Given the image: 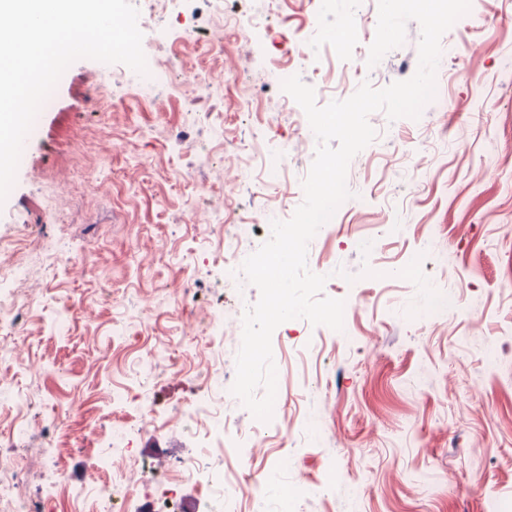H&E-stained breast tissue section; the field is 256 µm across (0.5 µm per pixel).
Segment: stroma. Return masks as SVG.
<instances>
[{
	"mask_svg": "<svg viewBox=\"0 0 512 512\" xmlns=\"http://www.w3.org/2000/svg\"><path fill=\"white\" fill-rule=\"evenodd\" d=\"M335 3L168 0L143 31L155 89L117 97L119 65L80 59L39 112L0 206V301L31 300L0 340V460L31 494L53 474L52 512H71L113 425L148 417L133 456L113 461L128 493L157 437L173 464L206 451L230 477L275 469L241 512H512V0H471L443 35L447 66L418 119L370 115L353 197L308 246L324 295L345 302L344 329L275 330L279 400L255 445L183 417L212 360L203 337H222L236 374L237 325L220 318L236 305L225 225H253L255 252L261 199L294 213L314 159L270 69L300 76L321 106L417 70V22L373 72L378 0ZM256 13L246 39L222 24ZM247 127L287 148V171L238 179L221 142ZM446 290L456 310L435 313ZM20 396L31 427L13 437Z\"/></svg>",
	"mask_w": 512,
	"mask_h": 512,
	"instance_id": "1",
	"label": "stroma"
}]
</instances>
